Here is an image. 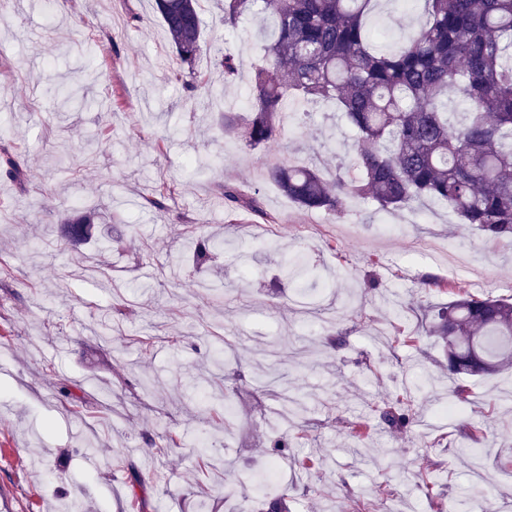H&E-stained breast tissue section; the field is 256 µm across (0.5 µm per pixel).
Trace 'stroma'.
<instances>
[{
	"label": "stroma",
	"mask_w": 512,
	"mask_h": 512,
	"mask_svg": "<svg viewBox=\"0 0 512 512\" xmlns=\"http://www.w3.org/2000/svg\"><path fill=\"white\" fill-rule=\"evenodd\" d=\"M27 3L0 0V126L11 131L0 150L29 173L19 185L0 171V268L10 271L0 275V512H130L136 497L140 512H259L251 478L283 431L270 421L282 389L305 408L294 455L279 459L291 512H437L421 479L429 468L448 475L442 500L479 487L512 512V472L500 466L512 456V372L470 382L463 412L443 418L461 379L425 332L417 296L428 277L448 283L431 292L437 304L467 285L448 273L463 253L484 294L512 298V248L480 242L438 203L391 214L350 197L335 215L302 210L264 168L316 160L332 173L356 138L342 113H299L279 147L249 148L173 78L154 0ZM219 15L218 0H201L205 38L244 62L225 92L242 110L273 24L227 31ZM61 85L78 97L63 100ZM206 160L213 171L196 175ZM163 183L173 197L146 204ZM223 183L259 191L264 216L228 217ZM77 208L94 224L74 247L61 228ZM190 226L222 237L223 253L178 260ZM118 234L122 248L99 251ZM298 254L317 280L282 275ZM218 272L223 291L200 288ZM395 324L414 345L391 347ZM410 386L416 414L398 433L378 410ZM470 423L485 430L478 442L464 435ZM169 432L178 447L156 454ZM297 456L318 465L299 470Z\"/></svg>",
	"instance_id": "1"
}]
</instances>
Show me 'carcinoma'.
<instances>
[{
	"label": "carcinoma",
	"mask_w": 512,
	"mask_h": 512,
	"mask_svg": "<svg viewBox=\"0 0 512 512\" xmlns=\"http://www.w3.org/2000/svg\"><path fill=\"white\" fill-rule=\"evenodd\" d=\"M224 29L257 14L273 22L262 62L252 67L247 115L224 103L241 72L220 41L203 38L200 0H155L174 49L173 75L224 113V135L251 148L285 136L288 107L330 104L356 130L351 159L326 180L315 166L280 160L264 171L283 196L307 211L334 215L344 198L369 197L391 212L441 202L487 240L512 243V0H423L424 21L398 45L375 13L377 0H222ZM218 60L224 85L198 70ZM466 107L452 121L448 109ZM224 202L265 215L258 193L226 184ZM66 235H88L91 216L66 221ZM200 262L224 240L192 241ZM428 332L448 352V370L491 376L512 368V303L457 291L437 307ZM412 394L380 410L398 432L411 423Z\"/></svg>",
	"instance_id": "1"
}]
</instances>
